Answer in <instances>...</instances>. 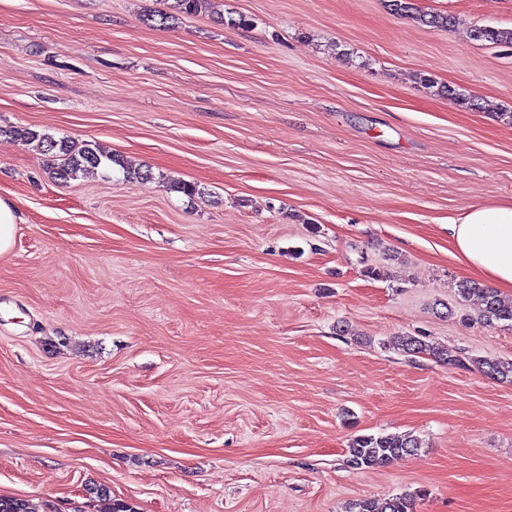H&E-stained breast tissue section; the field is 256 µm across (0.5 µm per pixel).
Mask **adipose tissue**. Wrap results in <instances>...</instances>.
<instances>
[{
    "label": "adipose tissue",
    "instance_id": "adipose-tissue-1",
    "mask_svg": "<svg viewBox=\"0 0 512 512\" xmlns=\"http://www.w3.org/2000/svg\"><path fill=\"white\" fill-rule=\"evenodd\" d=\"M453 256L470 274L512 291V203L468 207L448 226Z\"/></svg>",
    "mask_w": 512,
    "mask_h": 512
}]
</instances>
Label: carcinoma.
Listing matches in <instances>:
<instances>
[{
    "label": "carcinoma",
    "mask_w": 512,
    "mask_h": 512,
    "mask_svg": "<svg viewBox=\"0 0 512 512\" xmlns=\"http://www.w3.org/2000/svg\"><path fill=\"white\" fill-rule=\"evenodd\" d=\"M213 0H175L179 13L196 16L211 8ZM394 13L408 16L418 24L433 29H448L455 24V18L438 12H423L411 0H389ZM473 39L488 42L497 47L512 48V28L479 26L472 29ZM441 93L454 97L467 109L481 108L479 99L474 95L451 86L441 87ZM10 135L34 144L35 150L51 158L55 179L67 182L92 172L100 167H109L116 162L114 156L102 147L94 144H78L67 137L57 138L47 132L28 126H10L0 128L1 134ZM459 294L464 299L476 296L482 306L480 320L494 326L503 324L512 327V300L503 299L496 291L479 288L474 284L462 282L458 285ZM392 346L405 352L421 353L425 350L438 361L455 367L467 369L473 365L494 379L512 380V362L485 364L478 359L470 361L448 355V351L431 347L425 341L412 337H399ZM421 448L420 440L411 433L386 435H358L350 439L347 454L348 465L356 470L383 468L393 460L404 456H414ZM103 506L102 512H136L131 504L112 498L111 490L105 485L89 488ZM0 512H39L27 499L0 495ZM350 512H414V498L409 494L393 495L383 500L359 499L352 503Z\"/></svg>",
    "instance_id": "cac0c4a2"
}]
</instances>
